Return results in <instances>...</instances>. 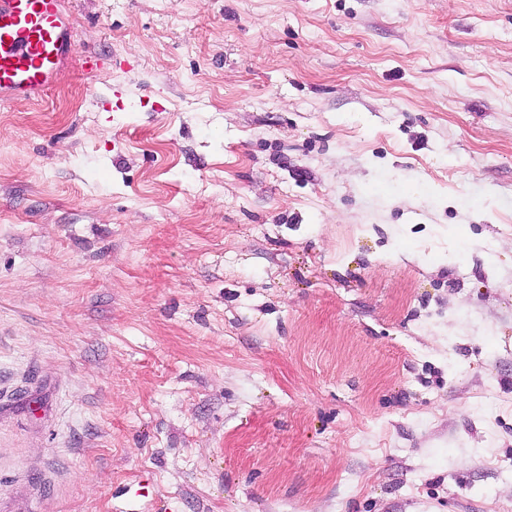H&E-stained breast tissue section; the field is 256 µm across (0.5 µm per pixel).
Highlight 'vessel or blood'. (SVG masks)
I'll return each mask as SVG.
<instances>
[{"instance_id":"vessel-or-blood-1","label":"vessel or blood","mask_w":512,"mask_h":512,"mask_svg":"<svg viewBox=\"0 0 512 512\" xmlns=\"http://www.w3.org/2000/svg\"><path fill=\"white\" fill-rule=\"evenodd\" d=\"M74 53L65 0H0V101L41 97Z\"/></svg>"}]
</instances>
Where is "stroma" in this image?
<instances>
[{
  "label": "stroma",
  "instance_id": "35a3bbf8",
  "mask_svg": "<svg viewBox=\"0 0 512 512\" xmlns=\"http://www.w3.org/2000/svg\"><path fill=\"white\" fill-rule=\"evenodd\" d=\"M68 8L0 102V380L52 403L0 512H512V0Z\"/></svg>",
  "mask_w": 512,
  "mask_h": 512
}]
</instances>
